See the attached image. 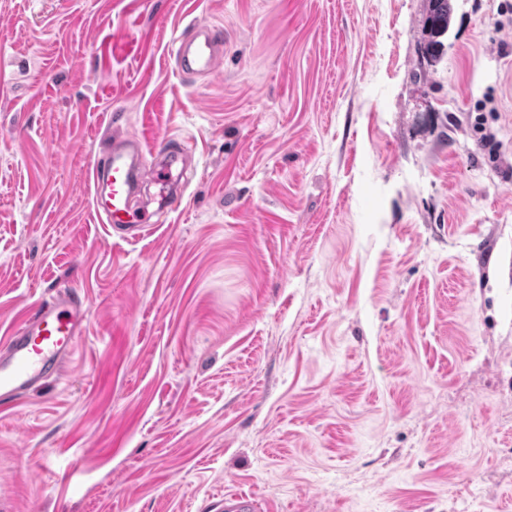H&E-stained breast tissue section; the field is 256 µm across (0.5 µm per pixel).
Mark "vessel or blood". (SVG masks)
Returning <instances> with one entry per match:
<instances>
[{"label":"vessel or blood","mask_w":512,"mask_h":512,"mask_svg":"<svg viewBox=\"0 0 512 512\" xmlns=\"http://www.w3.org/2000/svg\"><path fill=\"white\" fill-rule=\"evenodd\" d=\"M223 40L220 29L208 26L182 35L175 53L177 68L187 74L212 72ZM149 174L145 166L133 163L124 138L113 139L107 155L92 163L93 185L103 184L108 189L103 209L107 224L138 227L140 217L130 207L131 188ZM86 316L82 301L64 293L42 302L10 332L0 350V403L24 398L47 380L62 375ZM224 512H261V508L251 494L234 492L225 495Z\"/></svg>","instance_id":"b4317fda"}]
</instances>
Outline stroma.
Wrapping results in <instances>:
<instances>
[{
  "instance_id": "stroma-1",
  "label": "stroma",
  "mask_w": 512,
  "mask_h": 512,
  "mask_svg": "<svg viewBox=\"0 0 512 512\" xmlns=\"http://www.w3.org/2000/svg\"><path fill=\"white\" fill-rule=\"evenodd\" d=\"M501 2L451 0L430 64L427 0H0V338L87 305L0 408V512H512ZM116 135L187 151L147 156L138 239L94 202ZM224 35L218 28L196 27L178 39L175 53L177 68L183 73H210L220 56ZM86 316L82 301L64 293L42 302L9 332L0 353V403L24 398L62 375ZM224 512H261L265 509L258 501L245 492H234L224 495Z\"/></svg>"
}]
</instances>
